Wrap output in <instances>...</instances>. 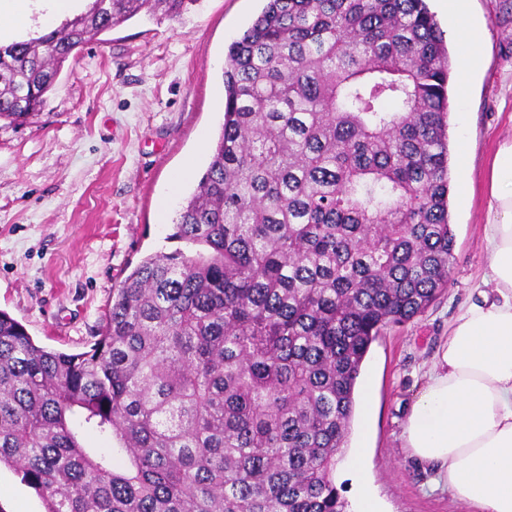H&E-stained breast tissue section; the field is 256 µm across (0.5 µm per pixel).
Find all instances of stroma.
<instances>
[{
	"mask_svg": "<svg viewBox=\"0 0 512 512\" xmlns=\"http://www.w3.org/2000/svg\"><path fill=\"white\" fill-rule=\"evenodd\" d=\"M263 6L196 0L174 18L138 14L70 56L26 122H0V310L36 343L88 350L131 269L150 254L184 249L171 237L173 223L219 135L225 54ZM469 19L483 32V62L465 111L449 114L451 281L423 314L372 344L362 367L375 391L372 424L353 420L334 472L355 502L352 451L366 448L383 512H477L436 484L435 468L413 458L403 438L424 373L489 262L486 172L512 138V0H470ZM0 512H45L4 466Z\"/></svg>",
	"mask_w": 512,
	"mask_h": 512,
	"instance_id": "obj_1",
	"label": "stroma"
}]
</instances>
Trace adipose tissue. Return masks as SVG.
I'll list each match as a JSON object with an SVG mask.
<instances>
[{
  "mask_svg": "<svg viewBox=\"0 0 512 512\" xmlns=\"http://www.w3.org/2000/svg\"><path fill=\"white\" fill-rule=\"evenodd\" d=\"M81 0H0V37L55 24ZM462 76L479 64L481 36L466 0H447ZM489 263L476 302L463 306L426 374L404 427L412 454L435 464L454 498L478 512H512V141L487 172Z\"/></svg>",
  "mask_w": 512,
  "mask_h": 512,
  "instance_id": "adipose-tissue-1",
  "label": "adipose tissue"
}]
</instances>
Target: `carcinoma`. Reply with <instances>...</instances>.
Wrapping results in <instances>:
<instances>
[{
  "label": "carcinoma",
  "mask_w": 512,
  "mask_h": 512,
  "mask_svg": "<svg viewBox=\"0 0 512 512\" xmlns=\"http://www.w3.org/2000/svg\"><path fill=\"white\" fill-rule=\"evenodd\" d=\"M195 2L92 0L0 45V120L89 38ZM452 73L426 0H267L174 222L201 250L142 260L80 353L0 311V466L45 512H349L333 473L364 359L448 288Z\"/></svg>",
  "instance_id": "carcinoma-1"
}]
</instances>
